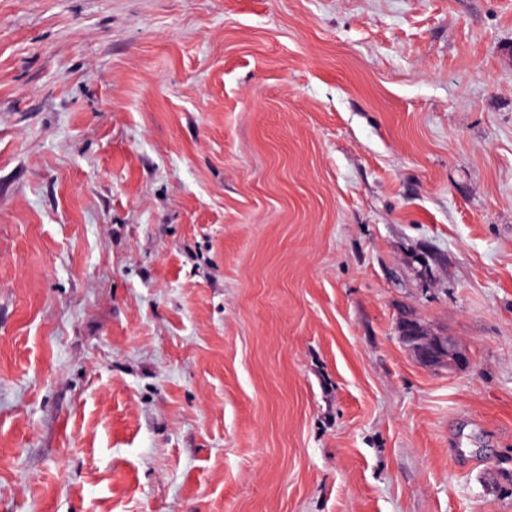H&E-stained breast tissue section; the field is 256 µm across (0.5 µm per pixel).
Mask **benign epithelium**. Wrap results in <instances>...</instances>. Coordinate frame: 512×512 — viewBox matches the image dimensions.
I'll return each instance as SVG.
<instances>
[{
	"label": "benign epithelium",
	"mask_w": 512,
	"mask_h": 512,
	"mask_svg": "<svg viewBox=\"0 0 512 512\" xmlns=\"http://www.w3.org/2000/svg\"><path fill=\"white\" fill-rule=\"evenodd\" d=\"M399 340L414 360L429 371H455L468 362L465 351L452 338L431 333L414 319L401 322Z\"/></svg>",
	"instance_id": "obj_1"
}]
</instances>
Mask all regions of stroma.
Segmentation results:
<instances>
[{
  "label": "stroma",
  "instance_id": "obj_1",
  "mask_svg": "<svg viewBox=\"0 0 512 512\" xmlns=\"http://www.w3.org/2000/svg\"><path fill=\"white\" fill-rule=\"evenodd\" d=\"M0 512H512V0H0ZM399 340L414 360L429 371H455L468 362L465 351L452 338L431 333L414 319L401 322Z\"/></svg>",
  "mask_w": 512,
  "mask_h": 512
}]
</instances>
